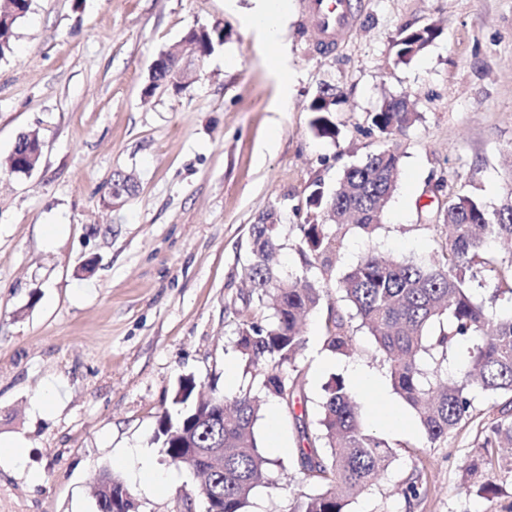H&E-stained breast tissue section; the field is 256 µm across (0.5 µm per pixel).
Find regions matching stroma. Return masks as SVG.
Instances as JSON below:
<instances>
[{"mask_svg":"<svg viewBox=\"0 0 512 512\" xmlns=\"http://www.w3.org/2000/svg\"><path fill=\"white\" fill-rule=\"evenodd\" d=\"M224 2L31 0L0 57V162L22 134L43 143L30 175L0 169V440L25 449L0 466V512H97L93 485L105 469L127 483L139 512H181L187 500L205 512L198 479L170 464L154 435L180 376L228 397V366L241 385L251 380L234 339L242 322L269 317L243 284L249 227L261 216L286 225L281 271L301 274L295 245L316 184L335 188L347 168L399 143L401 177L382 226L371 239L346 230L333 269L319 276L332 290L367 250L430 255L440 230L423 215L447 204L449 190L492 208L512 187V0H352L359 21L328 52L299 0H288L284 112L274 109L277 77ZM429 25L436 38L396 62L400 31ZM195 26L224 30L197 81L143 96L158 55ZM325 89L337 100L333 139L310 126L309 106ZM404 95L416 121L392 140L371 130L384 98ZM120 176L134 189L115 201ZM442 177L448 187L435 191ZM329 314L308 320L298 361V405L311 424L325 385L348 367L389 376L362 332L352 357L323 367ZM352 393L363 423L396 451L347 512H512L511 474H467L474 432L428 448L418 421L382 425L386 404L399 400L392 386L372 380ZM256 435L271 465L244 512H290L309 490L285 477L298 444L293 419L269 401ZM142 454L169 483L133 482ZM416 475L420 497L397 495ZM489 480L497 493H477Z\"/></svg>","mask_w":512,"mask_h":512,"instance_id":"35a3bbf8","label":"stroma"}]
</instances>
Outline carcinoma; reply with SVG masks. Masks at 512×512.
<instances>
[{
  "label": "carcinoma",
  "mask_w": 512,
  "mask_h": 512,
  "mask_svg": "<svg viewBox=\"0 0 512 512\" xmlns=\"http://www.w3.org/2000/svg\"><path fill=\"white\" fill-rule=\"evenodd\" d=\"M30 9V0H0V56L11 50L14 25ZM201 52L212 53L224 39L218 27L189 33ZM436 29L401 31L396 62L421 52ZM335 94L324 90L309 106L311 128L321 138L338 134L331 114ZM416 113L404 100H385L370 115L371 126L388 138L413 123ZM38 142L24 135L4 164L27 162L23 147ZM400 177L398 145L367 156L348 168L332 190L316 184L308 199L312 220L300 225L296 251L305 271L284 276L278 256L284 249L282 225L261 217L250 226L249 263L244 275L249 299L271 310L263 324L244 322L235 347L252 373L251 385L232 398L197 394L190 376L179 379L172 409L163 412L155 433L167 460L183 466V442L195 448L224 449V472L202 478L205 512L214 501L224 512H241L252 491L265 483L272 460L256 435L259 413L268 399L291 409L306 373L296 360L303 350L302 320L330 300L329 291L311 268L330 271L347 226L371 239L380 228ZM444 227L438 248L424 261L365 252L336 281V311L324 336V347L338 356L353 354V333L372 337L390 372L395 392L414 410L426 446L436 448L464 431L476 432L475 454L468 472L500 462V449L512 447V311L504 314L476 301L471 285L491 289L490 300L512 301V261L496 259L495 244L512 243V195L488 210L466 195L426 214ZM471 341L464 374L448 368V351ZM297 470L314 492L297 501L293 512H345L358 493L371 489L394 457L392 445L366 427L345 381L325 386L317 427L300 428ZM127 490L122 479L105 471L96 490L99 512H113L112 498Z\"/></svg>",
  "instance_id": "obj_1"
}]
</instances>
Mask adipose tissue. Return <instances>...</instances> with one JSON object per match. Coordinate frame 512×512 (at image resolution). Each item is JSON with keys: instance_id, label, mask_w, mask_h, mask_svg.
<instances>
[{"instance_id": "adipose-tissue-1", "label": "adipose tissue", "mask_w": 512, "mask_h": 512, "mask_svg": "<svg viewBox=\"0 0 512 512\" xmlns=\"http://www.w3.org/2000/svg\"><path fill=\"white\" fill-rule=\"evenodd\" d=\"M252 6L245 21L256 36L268 49L269 64L274 68L280 80V93L276 104L277 111L288 109L291 97V86L288 81V65L278 48L281 42L282 24L288 13V0H251Z\"/></svg>"}]
</instances>
